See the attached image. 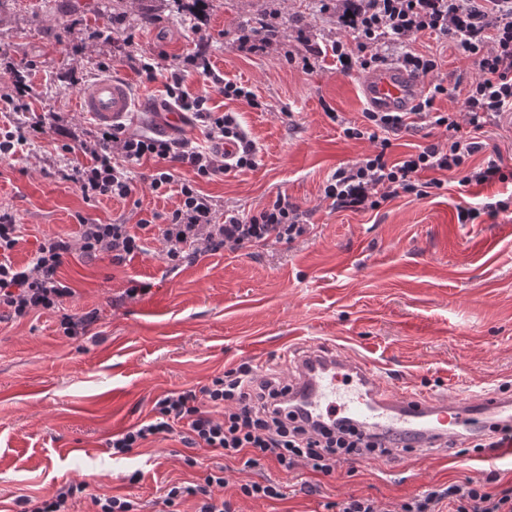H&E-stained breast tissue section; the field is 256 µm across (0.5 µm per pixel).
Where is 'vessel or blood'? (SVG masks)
I'll use <instances>...</instances> for the list:
<instances>
[{
  "mask_svg": "<svg viewBox=\"0 0 512 512\" xmlns=\"http://www.w3.org/2000/svg\"><path fill=\"white\" fill-rule=\"evenodd\" d=\"M359 85L375 112L412 111L426 90L419 75L395 65L366 72ZM81 106L109 125L124 120L134 102L124 81L103 77L83 90ZM289 387L287 400L300 402L309 414L345 412L360 429L425 457L512 428L511 387L468 396L424 392L397 385L371 362L320 342L306 345Z\"/></svg>",
  "mask_w": 512,
  "mask_h": 512,
  "instance_id": "vessel-or-blood-1",
  "label": "vessel or blood"
}]
</instances>
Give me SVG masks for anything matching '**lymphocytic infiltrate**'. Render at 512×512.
I'll return each mask as SVG.
<instances>
[{
  "instance_id": "1",
  "label": "lymphocytic infiltrate",
  "mask_w": 512,
  "mask_h": 512,
  "mask_svg": "<svg viewBox=\"0 0 512 512\" xmlns=\"http://www.w3.org/2000/svg\"><path fill=\"white\" fill-rule=\"evenodd\" d=\"M350 39L332 42L330 50L342 70L369 69L385 62L382 50L401 48L399 64L421 74L438 67L435 56L406 50L405 44L422 33L452 37L459 54L471 59L479 71L456 109L439 112L436 99L452 97V89L434 84L410 112H364L361 121L340 119L346 138L366 139L373 153L337 169L327 180L323 195L334 209L375 210L399 194L423 199L443 189V171L461 172L462 186L512 180V169L500 158H487L470 166V158L484 147L487 125L512 112V0H367L351 15ZM197 72L213 91L228 99L246 101L252 108L263 103L248 87L225 80L213 69L205 52L184 57L169 68L167 96L184 109L195 112L211 146L200 149L192 140L129 135L124 124L90 129L80 144L89 155L88 164L74 169L69 179L88 202L109 197L125 200L136 191L135 165L155 161L151 176L153 192L166 194L175 183L177 167H189L193 179L180 185L179 201L162 222L140 218L136 225L91 224L80 221L78 239L44 238L32 261L17 267L11 253L17 246L18 226L12 217L0 215V320H19L33 313L57 314L64 336L77 338L97 321V311L81 315L65 306L73 288L59 277L66 256L80 251L88 258L108 256L112 264L144 252L148 236L162 243V257L171 268L195 260L204 253L263 247L268 243L292 245L307 236L310 227L300 207L287 197L245 215L234 208L216 214L210 196L198 189L201 181L220 173L247 171L257 165V149L234 113L216 112L205 95L184 90L182 74ZM439 130L436 141L418 146L416 152L390 160L393 136ZM236 151L225 156V143ZM287 390L281 376L265 373L242 363L215 376L210 383L172 393L159 399L155 416L140 422L108 442L113 455L121 456L161 435L178 436L189 448L223 451L224 461L209 468L202 481L169 485L159 502L161 512H178L186 497L196 500L195 512H236L223 495L228 464L246 469L271 462L283 472L304 465L329 476L358 458L390 455L385 439L350 425L343 416L317 425L307 421L296 403H282ZM86 484L61 487L48 497L20 498L21 512H73L77 500L89 498L92 512H142L138 500L122 496H87ZM337 512H512V486L491 490L470 478L425 490L412 498L386 507L368 497L350 496L339 501Z\"/></svg>"
}]
</instances>
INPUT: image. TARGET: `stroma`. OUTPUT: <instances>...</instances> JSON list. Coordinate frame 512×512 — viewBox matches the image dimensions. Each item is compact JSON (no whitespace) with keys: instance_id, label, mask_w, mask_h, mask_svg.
<instances>
[{"instance_id":"stroma-1","label":"stroma","mask_w":512,"mask_h":512,"mask_svg":"<svg viewBox=\"0 0 512 512\" xmlns=\"http://www.w3.org/2000/svg\"><path fill=\"white\" fill-rule=\"evenodd\" d=\"M348 8V0H0V54L24 69L32 88L29 110L0 115V130L52 116L44 133L0 159V212L22 226L16 264H26L43 238H77L79 218L134 224L175 208L176 191L149 188L152 161L136 167L137 191L125 201L85 202L64 175L88 162L77 144L94 121L78 99L104 75L130 88L127 133L205 143L203 126L166 104L164 87L169 65L202 45L213 67L247 85L264 107L211 95L218 111L236 113L259 157L255 169L218 175L201 190L217 209L246 214L283 195L313 226L288 248L226 250L175 270L153 238L119 266L77 250L67 256L59 275L75 294L66 305L98 310L93 339L64 336L49 312L0 322V512H19L20 497L80 482L89 495H130L153 512L166 485L199 482L219 452L161 436L116 460L107 446L112 434L152 417L160 398L241 363L286 373L292 345L341 347L405 384L451 395L512 382V215L457 220L459 207L511 197L512 183L462 187L451 173L436 194H402L373 212L336 210L323 199L336 169L374 150L346 138L325 114L330 107L357 121L367 109L361 68L342 71L325 50L349 38L338 22ZM260 14L276 15L283 35L265 51L242 50L241 29ZM105 27L111 39L100 37ZM408 47L438 60L426 86L463 88L477 75L451 41L425 34ZM144 54L158 63L155 80L131 63ZM132 279L151 283V292L123 298ZM483 457L472 448L436 459L404 453L344 465L331 478L304 466L286 474L236 464L224 494L237 512H328V503L351 495L399 503L467 476L496 490L512 485V463L493 468ZM136 470L141 479L133 484ZM267 478L284 485V499L240 495L241 484Z\"/></svg>"}]
</instances>
